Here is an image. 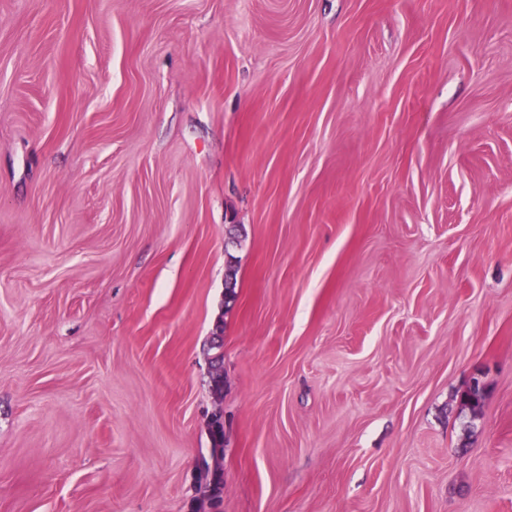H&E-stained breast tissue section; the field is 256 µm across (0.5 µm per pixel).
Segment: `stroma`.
I'll return each mask as SVG.
<instances>
[{
	"instance_id": "stroma-1",
	"label": "stroma",
	"mask_w": 512,
	"mask_h": 512,
	"mask_svg": "<svg viewBox=\"0 0 512 512\" xmlns=\"http://www.w3.org/2000/svg\"><path fill=\"white\" fill-rule=\"evenodd\" d=\"M218 408L224 512H512V0H0V512Z\"/></svg>"
}]
</instances>
